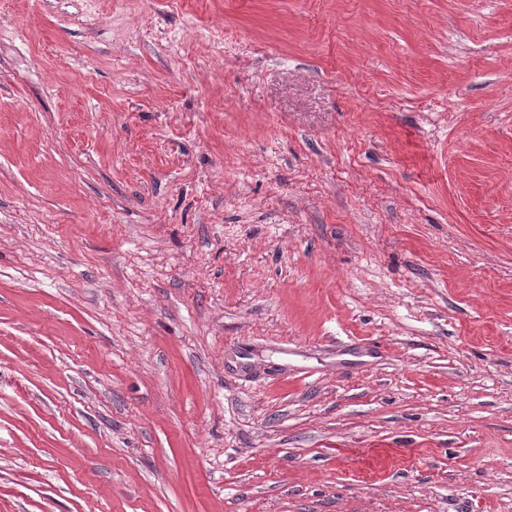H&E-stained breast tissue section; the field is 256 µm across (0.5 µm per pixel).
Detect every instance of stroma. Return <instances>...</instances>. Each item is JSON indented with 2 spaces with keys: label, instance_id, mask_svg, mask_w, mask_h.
I'll return each mask as SVG.
<instances>
[{
  "label": "stroma",
  "instance_id": "1",
  "mask_svg": "<svg viewBox=\"0 0 512 512\" xmlns=\"http://www.w3.org/2000/svg\"><path fill=\"white\" fill-rule=\"evenodd\" d=\"M0 512H512V0H0Z\"/></svg>",
  "mask_w": 512,
  "mask_h": 512
}]
</instances>
